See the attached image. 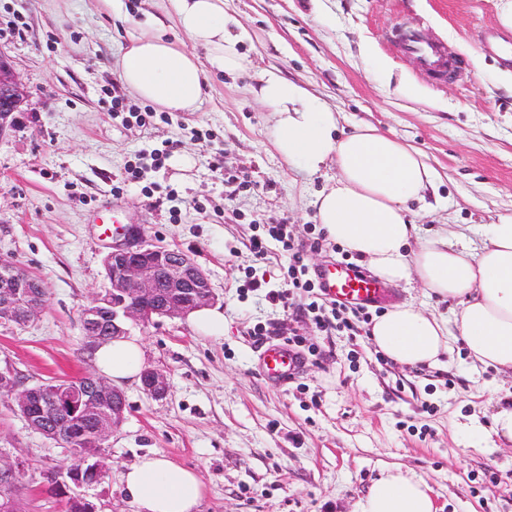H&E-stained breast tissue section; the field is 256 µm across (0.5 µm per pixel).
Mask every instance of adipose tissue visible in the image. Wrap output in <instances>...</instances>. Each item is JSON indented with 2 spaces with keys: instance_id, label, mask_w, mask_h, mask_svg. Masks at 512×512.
Wrapping results in <instances>:
<instances>
[{
  "instance_id": "ef3b65f1",
  "label": "adipose tissue",
  "mask_w": 512,
  "mask_h": 512,
  "mask_svg": "<svg viewBox=\"0 0 512 512\" xmlns=\"http://www.w3.org/2000/svg\"><path fill=\"white\" fill-rule=\"evenodd\" d=\"M175 24L190 47L162 32L133 37L118 61L120 77L141 99L170 112L197 111L202 100V60L233 74L252 69L238 45L249 34L224 9V0H173ZM254 95L273 116L270 140L288 163L308 172L335 164L337 175L313 202L326 235L361 256L379 279L420 283L428 292L457 302L455 320L397 304L371 326L374 345L392 361L432 365L450 341L462 340L474 361L512 375V213L489 224L479 251L449 245L435 235L417 249L409 205L425 203L436 173L413 146L364 124L339 133L335 112L302 83L274 70L257 74ZM143 352L123 337L99 345L98 372L114 384L137 380ZM136 512H196L204 485L191 470L149 454L123 474ZM360 512H437L427 484L394 468L370 487Z\"/></svg>"
}]
</instances>
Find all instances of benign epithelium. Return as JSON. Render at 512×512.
<instances>
[{"mask_svg": "<svg viewBox=\"0 0 512 512\" xmlns=\"http://www.w3.org/2000/svg\"><path fill=\"white\" fill-rule=\"evenodd\" d=\"M23 103L11 61L0 52V139L15 129L16 113ZM104 266L110 288L81 314L83 333L92 347L101 339L105 319L112 335L125 336L130 322L145 326L157 318H184L217 300L208 275L193 259L152 245L131 231L112 246ZM43 305L41 284L22 265L0 258V324L24 326ZM140 380L143 390L154 398L168 392L167 376L156 369H144ZM0 395L10 398L14 410L34 432L61 444L58 430L64 422L69 435L98 449L67 473H46L48 483L80 488L102 480L108 464L101 449L108 446L125 418L126 400L120 389L91 374L23 388L11 372L0 370ZM24 470L25 461L0 452V512H20L17 487Z\"/></svg>", "mask_w": 512, "mask_h": 512, "instance_id": "benign-epithelium-1", "label": "benign epithelium"}]
</instances>
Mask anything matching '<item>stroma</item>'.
Instances as JSON below:
<instances>
[{"label":"stroma","instance_id":"obj_1","mask_svg":"<svg viewBox=\"0 0 512 512\" xmlns=\"http://www.w3.org/2000/svg\"><path fill=\"white\" fill-rule=\"evenodd\" d=\"M500 0H224L250 38L256 65L307 83L339 114V126L371 123L419 149L440 179L429 206L411 214L412 245L442 233L479 250L487 224L512 211V71L502 45ZM171 0H0V51L25 94L17 128L0 139V257L43 286L40 316L0 324V368L25 386L94 372L80 313L109 281L94 218H116L144 240L190 256L208 274L224 333L206 336L189 319L130 325L143 365L169 379L164 397L124 384L125 420L104 455L109 469L87 495L99 512H135L122 476L147 454L194 471L205 487L198 512H359L382 470L422 478L437 512H512V446L492 434L496 403L512 378L473 362L451 343L433 366H402L368 330H317L311 296L286 288L289 255L258 257L254 238L284 224L316 270L357 254L326 238L312 202L335 168L309 173L273 150L269 108L251 92L253 72L204 64L195 112L147 108L114 66L149 18L167 20ZM410 23L440 43L458 69L436 83L398 49ZM120 96L121 111L112 98ZM194 156L187 172L174 152ZM162 154L164 163L153 160ZM318 242L307 250L309 242ZM260 288H252V281ZM410 302L451 318L455 302L419 284L389 285L380 315ZM294 344L303 362L280 383L261 372L269 345ZM0 452L27 463L25 512H63V492L43 474L65 468L68 449L28 429L0 399Z\"/></svg>","mask_w":512,"mask_h":512}]
</instances>
